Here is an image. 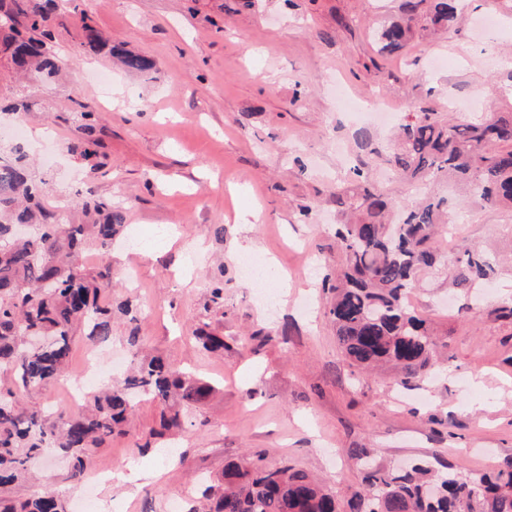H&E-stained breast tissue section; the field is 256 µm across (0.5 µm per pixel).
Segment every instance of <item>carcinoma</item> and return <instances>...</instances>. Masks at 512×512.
Listing matches in <instances>:
<instances>
[{
	"label": "carcinoma",
	"instance_id": "1",
	"mask_svg": "<svg viewBox=\"0 0 512 512\" xmlns=\"http://www.w3.org/2000/svg\"><path fill=\"white\" fill-rule=\"evenodd\" d=\"M56 0H0V62L19 74L55 76L67 60L54 51L50 21ZM458 0H404V17L378 31L379 51L394 53L418 32L453 26ZM92 49L107 41L83 22ZM109 52L132 71L145 72L152 61L113 46ZM407 183L447 175L485 205L512 207V113L486 115L453 124L439 112L407 117L388 157ZM46 179H35L23 144L0 149V368L17 373L18 384L0 385V488L17 482L27 462L54 444L70 455L71 477L80 478L89 449L113 433L127 434L136 395L162 406L158 427L143 436V447L183 428L177 405L205 401L212 386L161 356H146L135 372L92 394L87 413L53 416L22 406L18 393L39 389L68 366L76 325L97 343L112 336V308L98 303L110 287L109 266L91 274L79 258L92 244L108 258L124 229L123 215L104 200L84 202L105 219L98 224H60L44 200ZM444 200L423 199L397 205L370 186L336 188L341 217L336 237L346 264L329 291L328 313L350 365L369 370L391 364L403 385L430 374L436 366V342L427 320L406 304L418 275L439 268L435 239L445 228ZM18 224L32 233L14 234ZM494 260L467 248L448 271L452 284L473 288L487 279ZM202 348H224V337L203 324L197 329ZM364 492L354 493L341 510L336 495L288 464L263 459L224 466L221 482L201 491L209 512H512V459L493 473L465 475L453 468L436 471L414 464L402 473L368 468ZM0 512H64L52 491L22 501L0 498Z\"/></svg>",
	"mask_w": 512,
	"mask_h": 512
}]
</instances>
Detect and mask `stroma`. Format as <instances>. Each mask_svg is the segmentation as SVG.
Instances as JSON below:
<instances>
[{
    "label": "stroma",
    "instance_id": "stroma-1",
    "mask_svg": "<svg viewBox=\"0 0 512 512\" xmlns=\"http://www.w3.org/2000/svg\"><path fill=\"white\" fill-rule=\"evenodd\" d=\"M403 0H62L64 26L54 49L69 65L50 82L0 72V144L23 140L45 195L64 224H91L77 197L112 201L126 227L149 233L175 228L168 250L110 258L112 353L131 368L126 343L138 329L145 354H160L209 381L210 397L187 417L173 456L139 451L136 437L155 427L160 407L138 399L130 432L93 449L89 471L129 467L137 483L120 487L69 476L56 449L34 460L28 480L10 490L24 499L52 490L67 512L97 499L105 512H202L197 479L217 482L226 464L264 457L318 477L339 494L364 491L367 448L374 465L400 470L426 463L479 475L512 457V209L463 197L447 179L419 183L410 196L448 197L456 219L440 234L442 264L459 248L495 253L496 274L471 294L449 289L445 275L419 276L411 304L436 332L437 373L408 387L390 371L360 373L343 357L328 315L323 278L344 259L329 194L360 167L393 195L399 182L386 158L409 113L427 108L472 121L486 107L512 110V0H482L461 9L440 37L414 38L378 55L372 31L401 14ZM90 23L113 42L149 57L130 71L82 44ZM109 75L112 101H100L96 75ZM340 81L351 100L378 96L390 115L360 120L331 93ZM93 112V133L80 115ZM58 142L46 161L37 132ZM87 147L90 158L67 152ZM309 213H302V206ZM223 236H216V226ZM288 278L273 312L261 310L238 272L233 252ZM224 278V302L210 282ZM130 313H123V306ZM224 337L210 353L194 338L200 324ZM287 335H280V328ZM66 373L43 389L22 392L28 408L84 410L68 385L82 375L90 342L70 338Z\"/></svg>",
    "mask_w": 512,
    "mask_h": 512
}]
</instances>
